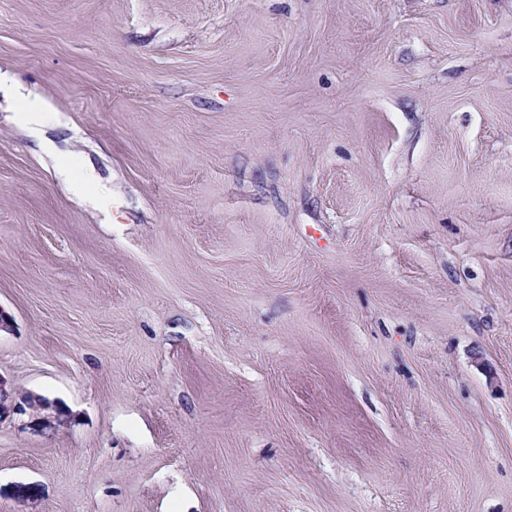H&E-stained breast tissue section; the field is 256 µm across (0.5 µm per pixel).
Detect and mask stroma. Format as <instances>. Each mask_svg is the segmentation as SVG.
I'll return each mask as SVG.
<instances>
[{
	"mask_svg": "<svg viewBox=\"0 0 512 512\" xmlns=\"http://www.w3.org/2000/svg\"><path fill=\"white\" fill-rule=\"evenodd\" d=\"M0 422L38 512H512V0H0ZM14 101L18 104L15 113L17 121L26 127L33 138L38 142L42 151L51 153L53 145L42 137V127L46 116L43 104L36 98L15 90ZM27 417L26 426L38 432L54 431L64 426L68 415L41 396L26 393L14 395L11 386L0 376V422Z\"/></svg>",
	"mask_w": 512,
	"mask_h": 512,
	"instance_id": "stroma-1",
	"label": "stroma"
}]
</instances>
